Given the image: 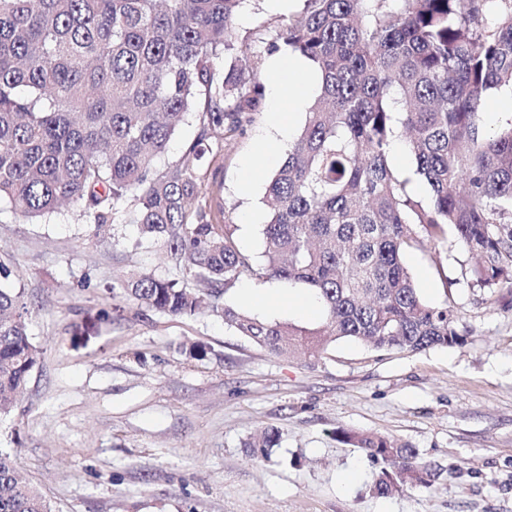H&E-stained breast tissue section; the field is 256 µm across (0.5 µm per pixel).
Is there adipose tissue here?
I'll return each instance as SVG.
<instances>
[{
  "label": "adipose tissue",
  "mask_w": 512,
  "mask_h": 512,
  "mask_svg": "<svg viewBox=\"0 0 512 512\" xmlns=\"http://www.w3.org/2000/svg\"><path fill=\"white\" fill-rule=\"evenodd\" d=\"M271 83L269 128L257 142L258 154L270 161L275 160L279 144L292 132L291 115L307 109L317 77L306 62L291 60L272 69Z\"/></svg>",
  "instance_id": "1"
}]
</instances>
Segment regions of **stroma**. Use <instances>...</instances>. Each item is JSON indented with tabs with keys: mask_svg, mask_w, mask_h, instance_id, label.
Segmentation results:
<instances>
[{
	"mask_svg": "<svg viewBox=\"0 0 512 512\" xmlns=\"http://www.w3.org/2000/svg\"><path fill=\"white\" fill-rule=\"evenodd\" d=\"M288 14L247 0L236 19L238 50L258 57L266 87L268 44ZM268 122L264 109L225 135L208 169L224 223L255 257L261 227L241 217L268 214L266 185L280 167L256 156ZM0 262L43 348L0 418V450L52 512H512V290L471 286L452 240H425L405 262L421 297L449 304L470 328L464 345L407 354L340 340L316 361L269 354L214 314L163 315L125 296L132 271L182 276L163 244L139 242L130 224L100 240L72 215L32 222L1 204ZM263 429L280 445L255 460L245 444ZM344 430L408 443L441 475L428 489L373 496L379 468L338 440Z\"/></svg>",
	"mask_w": 512,
	"mask_h": 512,
	"instance_id": "35a3bbf8",
	"label": "stroma"
}]
</instances>
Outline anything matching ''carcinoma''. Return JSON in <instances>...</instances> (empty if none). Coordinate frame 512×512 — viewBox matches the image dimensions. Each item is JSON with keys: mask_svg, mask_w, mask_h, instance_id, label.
Returning a JSON list of instances; mask_svg holds the SVG:
<instances>
[{"mask_svg": "<svg viewBox=\"0 0 512 512\" xmlns=\"http://www.w3.org/2000/svg\"><path fill=\"white\" fill-rule=\"evenodd\" d=\"M245 0H0V202L39 221L76 207L96 237L121 221L161 241L182 280L133 272L124 294L166 315L205 309L277 355L318 359L350 339L416 353L465 343L448 304L431 305L405 264L422 235L473 258V285L512 288V123L489 133L481 113L512 90V0H303L269 51L307 60L319 95L265 193L261 260L242 253L206 198L220 136L260 111L258 66L235 58ZM181 162L156 160L189 120ZM429 199L390 162L399 131ZM301 283L322 304L313 328L271 322L205 300L196 281L229 292L242 277ZM22 293L0 286V417L39 364ZM340 440L382 464L373 494L429 488L440 466L371 432ZM267 429L245 444L269 459ZM0 512H51L0 451Z\"/></svg>", "mask_w": 512, "mask_h": 512, "instance_id": "carcinoma-1", "label": "carcinoma"}]
</instances>
